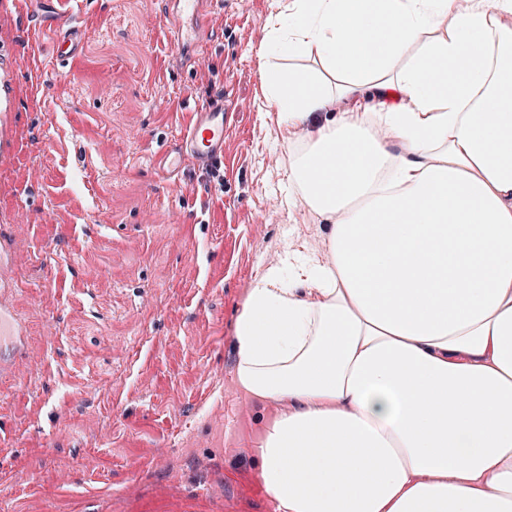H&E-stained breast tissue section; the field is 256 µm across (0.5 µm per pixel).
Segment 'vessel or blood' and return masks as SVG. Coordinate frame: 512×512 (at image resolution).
Returning a JSON list of instances; mask_svg holds the SVG:
<instances>
[{
    "label": "vessel or blood",
    "mask_w": 512,
    "mask_h": 512,
    "mask_svg": "<svg viewBox=\"0 0 512 512\" xmlns=\"http://www.w3.org/2000/svg\"><path fill=\"white\" fill-rule=\"evenodd\" d=\"M79 35L71 30L52 44V54L61 61H69L78 50ZM15 47L9 42H0V167L10 164L18 151L15 135L17 114L14 103L20 87L13 79L9 64ZM224 102L216 100L197 111L196 120L183 136L178 148L165 151L162 168L176 171L182 168L186 158L211 162L224 157ZM9 284L0 271V376L10 373L20 350L22 331L12 310L8 306Z\"/></svg>",
    "instance_id": "obj_1"
}]
</instances>
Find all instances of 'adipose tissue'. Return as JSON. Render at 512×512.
I'll return each instance as SVG.
<instances>
[{
    "label": "adipose tissue",
    "mask_w": 512,
    "mask_h": 512,
    "mask_svg": "<svg viewBox=\"0 0 512 512\" xmlns=\"http://www.w3.org/2000/svg\"><path fill=\"white\" fill-rule=\"evenodd\" d=\"M263 65L289 204L328 253L268 267L234 381L277 512H512V0H292ZM329 119L318 122L319 114Z\"/></svg>",
    "instance_id": "1"
}]
</instances>
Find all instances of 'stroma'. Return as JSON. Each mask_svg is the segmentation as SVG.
I'll return each mask as SVG.
<instances>
[{
	"instance_id": "obj_1",
	"label": "stroma",
	"mask_w": 512,
	"mask_h": 512,
	"mask_svg": "<svg viewBox=\"0 0 512 512\" xmlns=\"http://www.w3.org/2000/svg\"><path fill=\"white\" fill-rule=\"evenodd\" d=\"M292 0L200 16L173 0H0L25 92L0 170L27 353L0 378V512H274L250 450L268 416L234 387L252 282L325 224L288 204L292 151L260 66ZM194 44L176 53L168 30ZM77 28L80 56L49 43ZM224 98V158L162 175L192 112Z\"/></svg>"
}]
</instances>
